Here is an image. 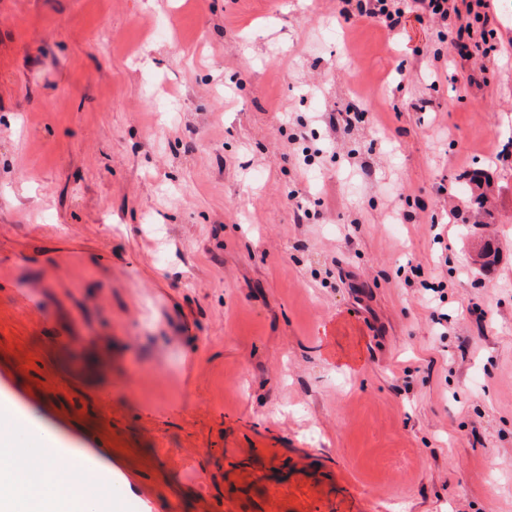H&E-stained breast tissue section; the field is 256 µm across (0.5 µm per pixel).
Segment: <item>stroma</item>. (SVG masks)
<instances>
[{"label": "stroma", "instance_id": "35a3bbf8", "mask_svg": "<svg viewBox=\"0 0 512 512\" xmlns=\"http://www.w3.org/2000/svg\"><path fill=\"white\" fill-rule=\"evenodd\" d=\"M492 10L477 89L336 0H0V389L126 512H512Z\"/></svg>", "mask_w": 512, "mask_h": 512}]
</instances>
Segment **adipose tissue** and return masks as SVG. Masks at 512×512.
<instances>
[{
  "label": "adipose tissue",
  "instance_id": "obj_1",
  "mask_svg": "<svg viewBox=\"0 0 512 512\" xmlns=\"http://www.w3.org/2000/svg\"><path fill=\"white\" fill-rule=\"evenodd\" d=\"M12 416L0 417V512H62L68 498L83 512H115V493L98 482L93 470H59L51 455L57 431L37 425L36 447L21 446Z\"/></svg>",
  "mask_w": 512,
  "mask_h": 512
}]
</instances>
